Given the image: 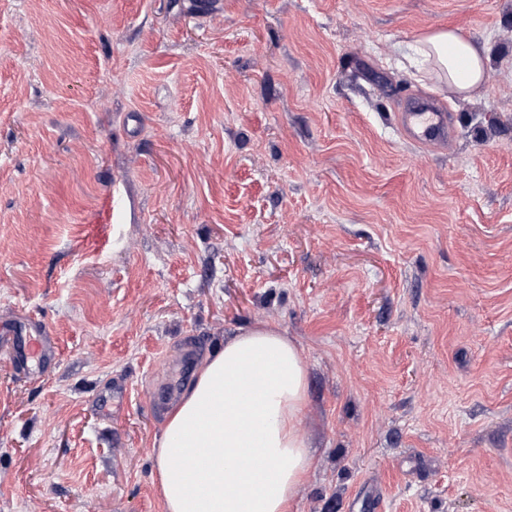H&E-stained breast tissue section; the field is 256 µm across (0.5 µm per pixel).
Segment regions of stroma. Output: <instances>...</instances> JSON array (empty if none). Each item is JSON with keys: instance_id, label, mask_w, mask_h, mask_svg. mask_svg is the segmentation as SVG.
<instances>
[{"instance_id": "35a3bbf8", "label": "stroma", "mask_w": 512, "mask_h": 512, "mask_svg": "<svg viewBox=\"0 0 512 512\" xmlns=\"http://www.w3.org/2000/svg\"><path fill=\"white\" fill-rule=\"evenodd\" d=\"M485 86L419 76L435 29ZM446 106L447 148L398 129ZM0 512H161L200 361L273 325L315 452L291 512H512V0H0ZM124 390L102 400L110 381ZM418 43L423 60L457 93H469L486 81V43L474 42L453 30L436 31ZM28 328L37 336H22L21 330L11 326L0 327V334L10 345L9 357L13 367L23 375H31V363L47 368L57 359L54 336L45 324L29 320Z\"/></svg>"}]
</instances>
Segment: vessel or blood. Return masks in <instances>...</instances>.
Returning <instances> with one entry per match:
<instances>
[{"mask_svg":"<svg viewBox=\"0 0 512 512\" xmlns=\"http://www.w3.org/2000/svg\"><path fill=\"white\" fill-rule=\"evenodd\" d=\"M397 124L404 136L420 145L444 144L453 137L449 114L428 99L406 102L397 115ZM29 335L11 326L0 327V336L9 344V357L20 373L31 374L33 367L46 368L55 363V339L45 324L29 322Z\"/></svg>","mask_w":512,"mask_h":512,"instance_id":"vessel-or-blood-1","label":"vessel or blood"}]
</instances>
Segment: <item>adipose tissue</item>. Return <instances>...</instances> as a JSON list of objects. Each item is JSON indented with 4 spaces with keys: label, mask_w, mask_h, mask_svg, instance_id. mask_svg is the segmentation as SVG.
Returning <instances> with one entry per match:
<instances>
[{
    "label": "adipose tissue",
    "mask_w": 512,
    "mask_h": 512,
    "mask_svg": "<svg viewBox=\"0 0 512 512\" xmlns=\"http://www.w3.org/2000/svg\"><path fill=\"white\" fill-rule=\"evenodd\" d=\"M418 51L458 93L487 79V45L455 31L426 36ZM306 379L300 348L270 326L209 356L154 443L162 512H290L314 460L297 429Z\"/></svg>",
    "instance_id": "adipose-tissue-1"
}]
</instances>
